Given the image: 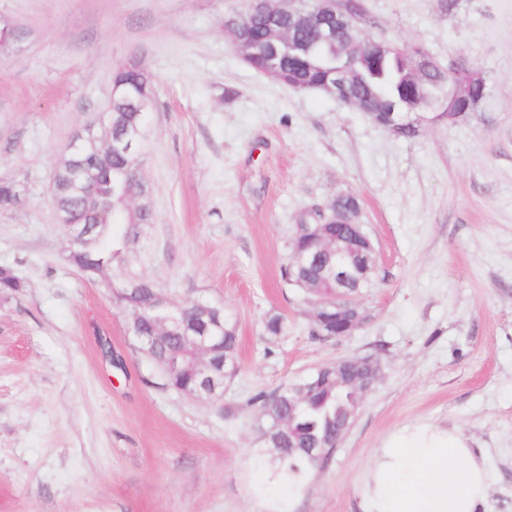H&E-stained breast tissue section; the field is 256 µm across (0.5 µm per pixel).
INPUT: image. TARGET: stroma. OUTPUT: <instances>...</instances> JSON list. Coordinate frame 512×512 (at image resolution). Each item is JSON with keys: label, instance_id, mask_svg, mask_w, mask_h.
Wrapping results in <instances>:
<instances>
[{"label": "stroma", "instance_id": "1", "mask_svg": "<svg viewBox=\"0 0 512 512\" xmlns=\"http://www.w3.org/2000/svg\"><path fill=\"white\" fill-rule=\"evenodd\" d=\"M370 37L463 61L487 91L465 120L402 138L316 91L253 70L224 36L242 0H0V512H363L395 431L453 427L492 475L481 512H512V0H356ZM152 81L140 174L152 223L112 268L173 303L223 306L238 371L221 400L162 385L102 280L67 259L55 161L97 124L113 70ZM376 249L352 335L313 336L280 269L301 214L342 194ZM284 335L266 336L267 313ZM377 358L330 465L296 494L259 465L249 400L339 359Z\"/></svg>", "mask_w": 512, "mask_h": 512}]
</instances>
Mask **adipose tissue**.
Masks as SVG:
<instances>
[{
	"label": "adipose tissue",
	"mask_w": 512,
	"mask_h": 512,
	"mask_svg": "<svg viewBox=\"0 0 512 512\" xmlns=\"http://www.w3.org/2000/svg\"><path fill=\"white\" fill-rule=\"evenodd\" d=\"M490 487L484 456L459 430L417 424L378 449L365 512H479Z\"/></svg>",
	"instance_id": "adipose-tissue-1"
}]
</instances>
